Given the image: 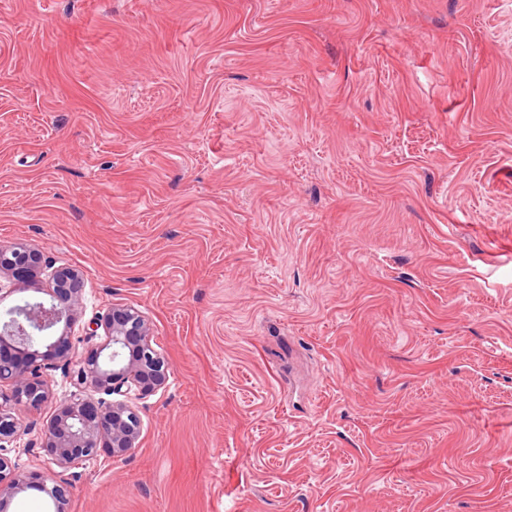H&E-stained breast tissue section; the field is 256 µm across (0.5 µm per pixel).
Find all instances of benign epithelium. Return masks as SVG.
<instances>
[{
    "label": "benign epithelium",
    "mask_w": 512,
    "mask_h": 512,
    "mask_svg": "<svg viewBox=\"0 0 512 512\" xmlns=\"http://www.w3.org/2000/svg\"><path fill=\"white\" fill-rule=\"evenodd\" d=\"M43 270L40 251L22 242L0 246L1 275L23 272L33 279ZM84 283L80 270L59 268L47 289L49 301L14 310L0 323V443L20 433L19 419L8 403L37 410L51 398L40 369L48 360L67 357L72 349L70 327L82 304ZM79 373L86 390L109 396L157 392L169 379L168 364L152 346L150 324L141 312L125 306L109 311L104 340L81 355ZM4 386L10 393L3 392ZM139 439L140 417L133 406L124 401L96 402L81 392L71 395L54 410L43 442L58 468L55 486L47 489L39 472L19 473L0 456V512L27 490L48 492L54 512H64L74 469L102 450L113 458L125 456L138 448Z\"/></svg>",
    "instance_id": "1"
}]
</instances>
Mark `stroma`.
Here are the masks:
<instances>
[{"label":"stroma","instance_id":"obj_1","mask_svg":"<svg viewBox=\"0 0 512 512\" xmlns=\"http://www.w3.org/2000/svg\"><path fill=\"white\" fill-rule=\"evenodd\" d=\"M170 365L66 512H512V0H0V246ZM43 256L40 251L18 242L8 247L0 246V274L19 275L26 274L27 278L38 277L44 270Z\"/></svg>","mask_w":512,"mask_h":512}]
</instances>
